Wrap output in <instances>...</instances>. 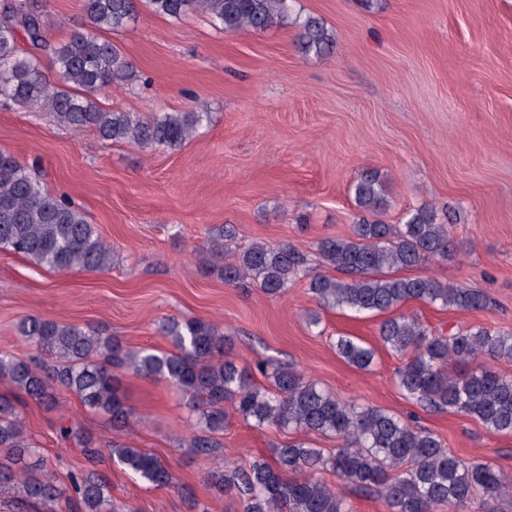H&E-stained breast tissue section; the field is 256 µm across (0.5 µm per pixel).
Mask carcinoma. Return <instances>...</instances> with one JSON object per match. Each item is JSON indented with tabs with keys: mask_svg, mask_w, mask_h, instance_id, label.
Segmentation results:
<instances>
[{
	"mask_svg": "<svg viewBox=\"0 0 512 512\" xmlns=\"http://www.w3.org/2000/svg\"><path fill=\"white\" fill-rule=\"evenodd\" d=\"M142 1L163 17L204 14L226 33L293 25L304 53L324 57L333 48L320 20L294 15L295 0H82L88 31L59 46L47 39L45 0H0V102L47 109L59 124L91 129L104 141L141 149L182 147L210 119L208 110L139 116L108 110L98 99L112 86L137 81L122 48L100 32L126 28L138 17ZM45 51L54 56V78L42 69L39 54ZM351 193L363 213L353 236L328 237L317 248L319 265L346 279L317 272L303 252L285 242L254 241L240 251L229 249L226 244L238 231L225 224L209 235L210 247L224 253V281L248 282L278 296L304 277L324 309L386 315L378 336L404 358L397 386L406 399L430 411L471 416L494 434H512V377L482 365L486 358L512 361V332L477 325L435 334L417 318L394 313L409 300L443 309L487 308L488 297L479 289L434 276H400L403 270L453 258L462 245L449 236L431 204L410 212L402 224L379 219L387 200L372 171L352 184ZM0 249L58 271L102 272L112 265V250L82 210L68 197L41 188L27 166L3 152ZM160 329L172 349L129 350L94 328L34 316L19 323V335L38 356L26 361L0 351V382L15 389L13 396L0 394V493L16 489L40 512H57L60 500L74 512H112L110 486L97 469L102 462L98 450L73 435V428H63L85 448L87 466L71 475L68 485L57 484L26 432L16 396L49 403L60 387L83 406L110 415L120 430L129 425L132 411L112 368L128 367L170 382L189 398L202 430L190 440L191 448L219 447L211 435L224 431L232 414L257 428L340 441L327 454L307 441H289L272 449L270 461L213 473L212 485L235 495L241 512H353L347 496L321 479L326 472L362 493L379 494L389 512H512V475L496 464L460 459L433 432L383 409L342 403L288 365H257L270 381L268 387L258 386L252 368L224 356V332L211 322L167 318ZM336 352L359 369L375 359L374 348L350 336L337 338ZM450 365L455 371H448ZM110 451L135 478L155 487L173 483L169 465L158 456L117 443Z\"/></svg>",
	"mask_w": 512,
	"mask_h": 512,
	"instance_id": "carcinoma-1",
	"label": "carcinoma"
}]
</instances>
